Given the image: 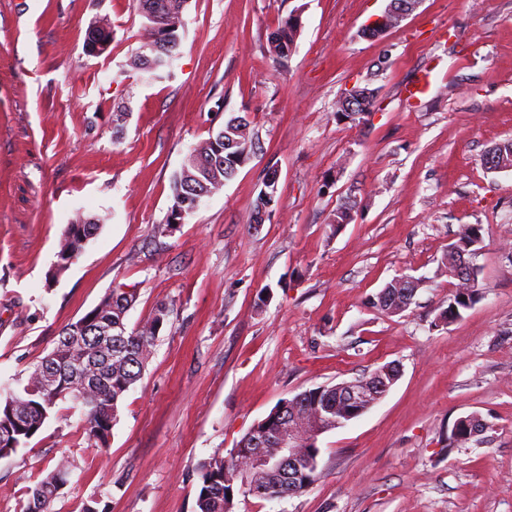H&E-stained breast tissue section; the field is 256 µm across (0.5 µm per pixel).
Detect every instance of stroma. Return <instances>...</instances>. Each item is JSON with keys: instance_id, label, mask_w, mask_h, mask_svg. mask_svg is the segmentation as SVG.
<instances>
[{"instance_id": "obj_1", "label": "stroma", "mask_w": 512, "mask_h": 512, "mask_svg": "<svg viewBox=\"0 0 512 512\" xmlns=\"http://www.w3.org/2000/svg\"><path fill=\"white\" fill-rule=\"evenodd\" d=\"M389 0H187L179 54L153 77L133 0H0V388L20 389L68 324L115 288L128 327L170 308L109 446L85 441L60 404L26 448L0 458V512L64 455L78 469L53 512H194L200 465L230 452L285 399L394 362L399 380L324 434L318 480L280 500L236 495L234 512H512V171L481 162L512 139V0H423L383 38L362 36ZM301 15L284 68L268 36ZM112 42L89 54L96 18ZM432 72L421 105L405 85ZM378 89L362 123L338 120L345 89ZM124 110L122 131L112 114ZM252 122L236 177L168 229L173 178L230 115ZM278 202L254 206L269 171ZM354 219H330L343 198ZM102 217L55 273L75 213ZM482 227L481 294L448 306L449 244ZM421 280L409 310L370 301ZM477 412L485 443L448 449Z\"/></svg>"}]
</instances>
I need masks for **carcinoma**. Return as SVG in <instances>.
<instances>
[{"mask_svg":"<svg viewBox=\"0 0 512 512\" xmlns=\"http://www.w3.org/2000/svg\"><path fill=\"white\" fill-rule=\"evenodd\" d=\"M300 30L299 17L291 14L270 33L269 52L277 65L283 67L288 63ZM495 154L500 167L512 169V141L496 144ZM243 162L240 158L233 169L218 168L211 177L210 191H219ZM186 179L187 175L181 171L173 180L174 204L170 216L174 218L191 213L183 197ZM101 221L97 215L83 212L75 215L58 243V270L67 268L79 256ZM462 241L475 246L481 244V226H463L457 242L448 247L445 261L451 276L455 274V250ZM479 291L476 279L454 283V290L448 295V308L440 314L438 324L461 318L477 301ZM136 301L135 292L112 289L91 311L62 330L53 350L30 368L21 391L0 390V458L26 447L59 404L67 400L73 402V408L81 410L86 440L106 444L120 407L141 379L170 312L168 305L161 301L150 316L129 331L126 316ZM301 395V401L296 404L288 399L281 401L257 424L255 433L243 436L246 451L235 456L218 452L201 464L202 484L195 512H232V494L237 491L268 500L300 495L318 479V470L306 466L314 458V451L303 444L296 449L299 476L291 490L288 489V461L278 468H264L254 465L252 460L255 439L264 445L263 452L276 457L279 449L275 448V439L289 424H294L296 435L302 438L314 418L326 424L345 418L336 408V391L332 385H320ZM473 441L475 438L470 436L464 422L456 419L448 436V447H462ZM76 468L72 457H61L52 471L34 486L26 487L27 500L22 512H52V503L63 495Z\"/></svg>","mask_w":512,"mask_h":512,"instance_id":"obj_1","label":"carcinoma"}]
</instances>
